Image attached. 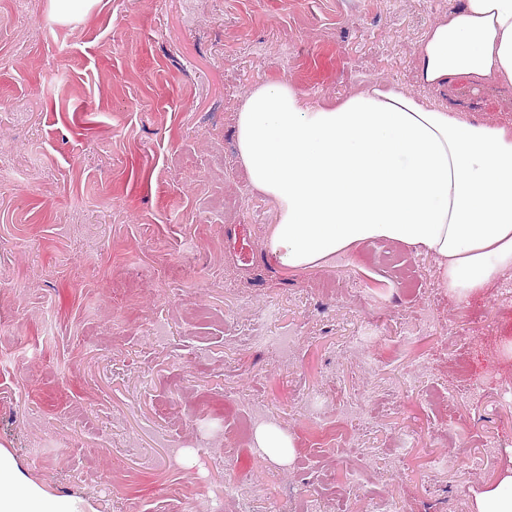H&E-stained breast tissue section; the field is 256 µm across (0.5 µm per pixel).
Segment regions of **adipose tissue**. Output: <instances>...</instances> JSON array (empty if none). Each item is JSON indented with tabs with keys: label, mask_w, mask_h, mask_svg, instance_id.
Wrapping results in <instances>:
<instances>
[{
	"label": "adipose tissue",
	"mask_w": 512,
	"mask_h": 512,
	"mask_svg": "<svg viewBox=\"0 0 512 512\" xmlns=\"http://www.w3.org/2000/svg\"><path fill=\"white\" fill-rule=\"evenodd\" d=\"M417 77L440 92L465 79L512 90V0H460L416 49ZM250 185L272 199L269 258L318 268L389 241L435 257L465 299L512 273V126L476 122L445 104L373 83L312 102L289 81H262L236 118ZM0 512H86L51 492L0 448ZM471 512H512V466Z\"/></svg>",
	"instance_id": "ef3b65f1"
}]
</instances>
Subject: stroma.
Returning a JSON list of instances; mask_svg holds the SVG:
<instances>
[{
  "label": "stroma",
  "mask_w": 512,
  "mask_h": 512,
  "mask_svg": "<svg viewBox=\"0 0 512 512\" xmlns=\"http://www.w3.org/2000/svg\"><path fill=\"white\" fill-rule=\"evenodd\" d=\"M457 2L96 0L63 23L49 0H0V353L21 352L0 366V446L27 476L94 512H206L233 469L260 491L232 512H364L387 494L402 512H470L512 454V274L460 303L434 258L390 242L281 267L265 248L276 205L236 149L259 81L313 101L373 82L424 95L414 49ZM435 100L512 124L464 81ZM406 264L424 285L387 309L406 342L391 359L370 349L373 370L347 347L360 297ZM293 334L285 364L252 342ZM307 394L338 428L317 453ZM217 395L263 404L293 439L290 466L236 441L241 416L213 413ZM347 400L356 413L339 412ZM440 453L449 467L431 471Z\"/></svg>",
  "instance_id": "35a3bbf8"
}]
</instances>
